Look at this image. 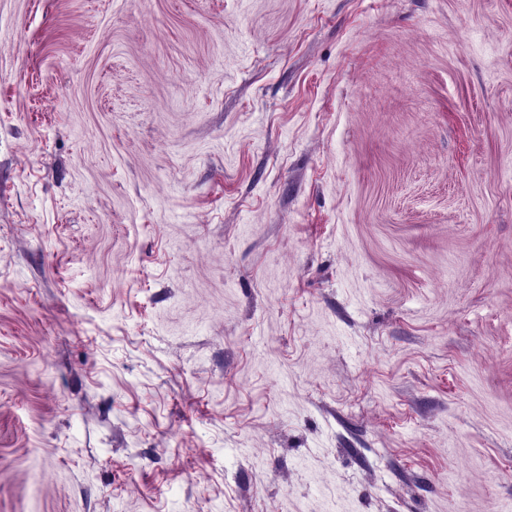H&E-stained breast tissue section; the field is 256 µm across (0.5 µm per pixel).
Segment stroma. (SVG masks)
Segmentation results:
<instances>
[{
    "label": "stroma",
    "instance_id": "obj_1",
    "mask_svg": "<svg viewBox=\"0 0 512 512\" xmlns=\"http://www.w3.org/2000/svg\"><path fill=\"white\" fill-rule=\"evenodd\" d=\"M0 512H512V0H0Z\"/></svg>",
    "mask_w": 512,
    "mask_h": 512
}]
</instances>
